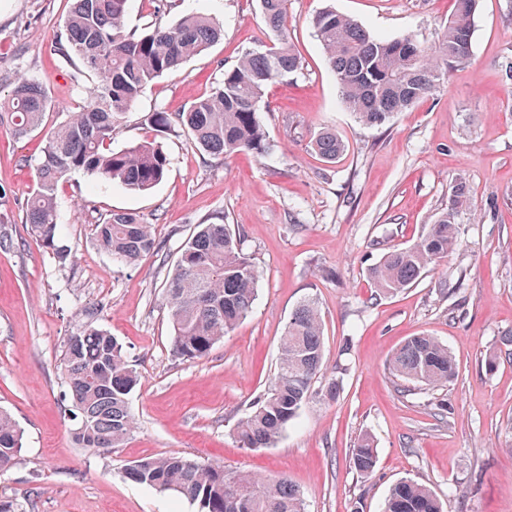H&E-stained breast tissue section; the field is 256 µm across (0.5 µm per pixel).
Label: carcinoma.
Instances as JSON below:
<instances>
[{"label": "carcinoma", "instance_id": "1", "mask_svg": "<svg viewBox=\"0 0 512 512\" xmlns=\"http://www.w3.org/2000/svg\"><path fill=\"white\" fill-rule=\"evenodd\" d=\"M128 0H74L66 17V36L58 53L78 60L100 81L77 112L46 132L35 188L25 203V223L45 247L63 255L57 214L58 184L74 171L145 192L158 184L169 166L154 140L112 148L115 127L155 79L178 69L222 35L215 18L187 15L141 34L126 31ZM269 43L245 53L224 72L214 91L184 112L150 116L153 131L177 126L198 147L213 155L270 150L258 103L266 86L284 81L301 68L288 36V0H261ZM477 0H454V11L438 45L426 47L411 36L385 40L372 36L351 18L326 7L313 18L315 36L335 75L346 107L365 125L382 127L436 92L451 69L468 60ZM51 101L43 85L21 77L8 98L0 99V130L17 138L42 129ZM312 149L333 162L345 150L336 131L323 129ZM468 200L467 185L457 182L447 210L425 225L411 245L386 253L368 269L378 294L394 295L415 284L459 244L454 211ZM96 245L122 264L132 265L157 248L152 225L127 211H114L93 225ZM260 271L243 253L228 224L196 225L179 251L174 272L163 285L172 327L170 351L182 360L207 357L219 341L252 312ZM87 321L67 338L60 366L68 389L69 413L77 420L72 438L101 455L121 447L137 428L130 396L139 382L123 346L97 323L98 309H85ZM324 323L318 302L309 298L292 312L280 337L278 360L266 392L251 403L235 434L246 448H267L297 417L313 393L321 371ZM390 373L399 381L428 389L455 377L448 347L429 335L412 336L391 355ZM23 450V434L12 415L0 409V473L13 468ZM353 467L367 475L375 449L364 437L353 449ZM125 478L159 493H172L199 505L200 512H306L301 491L285 476L234 473L224 466L172 453L139 459ZM383 512H443L435 493L412 480L393 485Z\"/></svg>", "mask_w": 512, "mask_h": 512}]
</instances>
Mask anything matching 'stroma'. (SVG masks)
<instances>
[{
    "mask_svg": "<svg viewBox=\"0 0 512 512\" xmlns=\"http://www.w3.org/2000/svg\"><path fill=\"white\" fill-rule=\"evenodd\" d=\"M373 35L437 44L452 0H289L290 41L302 68L268 85L259 103L268 155L214 156L179 131L154 135L153 112L177 114L208 94L248 51L267 44L259 0H129L126 25L144 32L188 14L217 18L224 36L143 92L117 126L116 148L157 136L169 171L138 194L81 172L57 190L65 260L30 233L22 205L36 183L41 133L0 131V407L24 433L17 465L0 474V498L28 512H198L189 502L124 479L132 461L179 453L229 472L282 474L306 512H381L393 484L431 488L445 512H512V0H478L470 58L447 84L382 127L343 104L313 17L325 6ZM71 0H0V96L18 77L39 80L53 104L46 125L86 101L98 83L56 45ZM330 127L346 144L336 163L310 147ZM459 245L411 288L376 295L367 270L448 206L456 181ZM153 225L158 248L133 266L114 261L91 235L112 211ZM228 224L261 272L252 313L201 360L170 352L162 286L196 224ZM324 321L321 378L335 400L313 396L270 447L249 449L232 429L267 390L278 343L305 298ZM139 373L131 395L137 429L123 446L91 455L75 445L60 360L87 307ZM447 345L457 363L448 386L405 391L387 368L416 335ZM494 368H487L488 359ZM377 450L372 474L351 463L359 439Z\"/></svg>",
    "mask_w": 512,
    "mask_h": 512,
    "instance_id": "35a3bbf8",
    "label": "stroma"
}]
</instances>
